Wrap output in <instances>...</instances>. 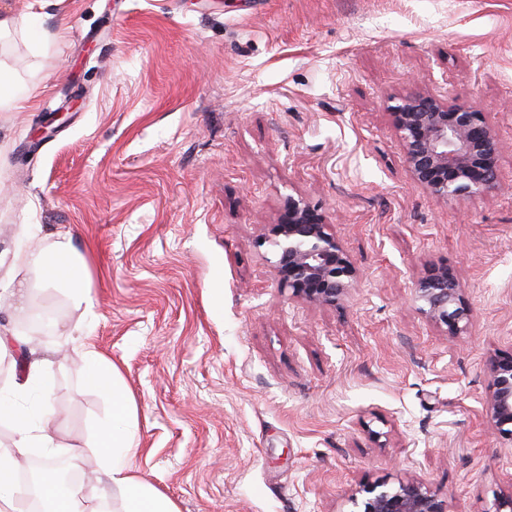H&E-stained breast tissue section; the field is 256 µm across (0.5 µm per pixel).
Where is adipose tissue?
I'll use <instances>...</instances> for the list:
<instances>
[{
    "label": "adipose tissue",
    "mask_w": 512,
    "mask_h": 512,
    "mask_svg": "<svg viewBox=\"0 0 512 512\" xmlns=\"http://www.w3.org/2000/svg\"><path fill=\"white\" fill-rule=\"evenodd\" d=\"M24 260L43 281L63 283L76 305L90 306L70 236L58 235L48 246L26 254ZM84 354L88 360V382L109 395L114 405L112 423L102 433L99 446L105 462L101 473L121 500L120 512H177L169 498L143 483L134 472L136 408L124 391L119 369L103 359L92 344H85ZM9 422L17 443L12 448H0V512H13L22 495L15 482L3 480V473L15 470L19 458L26 456L29 449L53 444L47 428L34 424L25 410L14 409Z\"/></svg>",
    "instance_id": "adipose-tissue-1"
}]
</instances>
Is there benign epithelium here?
I'll return each instance as SVG.
<instances>
[{
  "label": "benign epithelium",
  "instance_id": "benign-epithelium-1",
  "mask_svg": "<svg viewBox=\"0 0 512 512\" xmlns=\"http://www.w3.org/2000/svg\"><path fill=\"white\" fill-rule=\"evenodd\" d=\"M396 129L415 180L436 200H467L491 189L497 178L499 144L484 113L412 93L393 106ZM258 244L271 245L282 287L321 305L343 299L358 270L326 215L302 197H288L277 221ZM417 310L460 331L468 321L463 289L446 268H434L415 286ZM487 416L512 440V354L488 362ZM351 512H448V503L423 482L375 483L352 496Z\"/></svg>",
  "mask_w": 512,
  "mask_h": 512
}]
</instances>
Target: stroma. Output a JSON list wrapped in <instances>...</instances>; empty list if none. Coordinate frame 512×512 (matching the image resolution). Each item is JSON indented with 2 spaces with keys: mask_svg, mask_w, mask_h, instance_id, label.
<instances>
[{
  "mask_svg": "<svg viewBox=\"0 0 512 512\" xmlns=\"http://www.w3.org/2000/svg\"><path fill=\"white\" fill-rule=\"evenodd\" d=\"M0 70L40 89L0 110V394L17 358L50 359V401L22 403L57 444L97 459L112 419L89 340L134 400L137 475L178 512H350L407 480L448 512L512 493L485 414L512 353V0H42ZM413 91L484 113L492 189L415 181L390 110ZM291 196L360 272L336 305L283 288L257 244ZM60 231L92 311L16 263ZM438 267L470 310L457 335L413 303Z\"/></svg>",
  "mask_w": 512,
  "mask_h": 512,
  "instance_id": "1",
  "label": "stroma"
}]
</instances>
